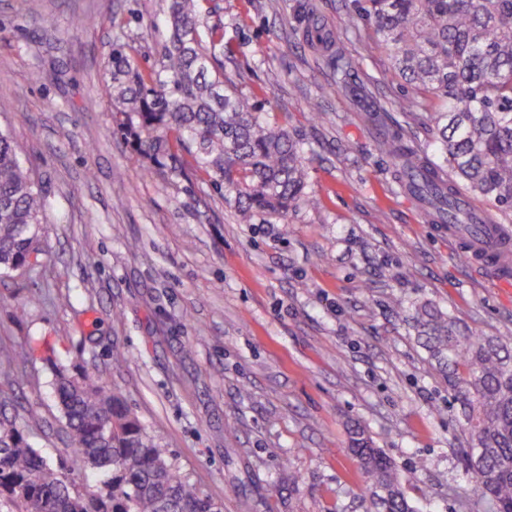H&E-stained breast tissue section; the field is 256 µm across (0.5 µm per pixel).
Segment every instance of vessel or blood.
<instances>
[{
  "mask_svg": "<svg viewBox=\"0 0 512 512\" xmlns=\"http://www.w3.org/2000/svg\"><path fill=\"white\" fill-rule=\"evenodd\" d=\"M450 237L461 241L471 260L486 266L500 284H512V245L501 242L489 224H452Z\"/></svg>",
  "mask_w": 512,
  "mask_h": 512,
  "instance_id": "obj_1",
  "label": "vessel or blood"
}]
</instances>
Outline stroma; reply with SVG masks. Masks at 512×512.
<instances>
[{
  "instance_id": "stroma-1",
  "label": "stroma",
  "mask_w": 512,
  "mask_h": 512,
  "mask_svg": "<svg viewBox=\"0 0 512 512\" xmlns=\"http://www.w3.org/2000/svg\"><path fill=\"white\" fill-rule=\"evenodd\" d=\"M296 3H204L230 47L217 70L303 143L320 201L243 224L195 177L145 173L113 130L102 78L112 24L150 66L164 0H0V127L49 195L39 265L0 275V365L16 346L36 349L14 409L82 491L99 483L67 448L53 362L97 364L224 512H365L354 422L398 469L417 470L405 492L421 512H461L452 490L475 482L462 416L412 316L427 304L512 345V290L402 194L377 127L331 90ZM314 4L387 124L433 144L423 120L391 110L401 89L385 50L355 32L353 0ZM316 99L320 123L308 115Z\"/></svg>"
}]
</instances>
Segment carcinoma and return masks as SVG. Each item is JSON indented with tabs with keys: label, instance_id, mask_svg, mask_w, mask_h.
I'll use <instances>...</instances> for the list:
<instances>
[{
	"label": "carcinoma",
	"instance_id": "carcinoma-1",
	"mask_svg": "<svg viewBox=\"0 0 512 512\" xmlns=\"http://www.w3.org/2000/svg\"><path fill=\"white\" fill-rule=\"evenodd\" d=\"M367 22L365 36L381 45L390 74L407 89L394 101L401 112L426 111L436 132L439 160L385 128L384 106L356 80L353 60L339 36L326 31L313 7L299 4L305 36L326 50L336 73L331 87L367 102L368 121L380 127L378 150L399 186L417 197L432 224L448 222L456 193L490 204L512 224V0H355ZM165 43L155 63L142 68L120 33L105 68L113 128L151 175H192L224 192L239 220L255 214L285 216L312 204L306 151L288 129L266 121L224 85L211 61L224 48V32L208 27L202 0H166ZM437 98L442 107L429 111ZM48 195L22 159L10 133L0 129V273L28 267L43 254L40 225ZM420 344L459 403L465 420L462 457L476 486L459 494L463 512H512V347L461 327L424 305L413 316ZM33 356L21 347L0 378L13 385ZM54 389L66 434L84 466L106 476L95 493L76 489L34 448L15 413L0 401V509L5 512H223L181 471L170 450L107 384L96 364L74 373L53 364ZM366 512H419L403 475L365 431L349 430Z\"/></svg>",
	"mask_w": 512,
	"mask_h": 512
}]
</instances>
